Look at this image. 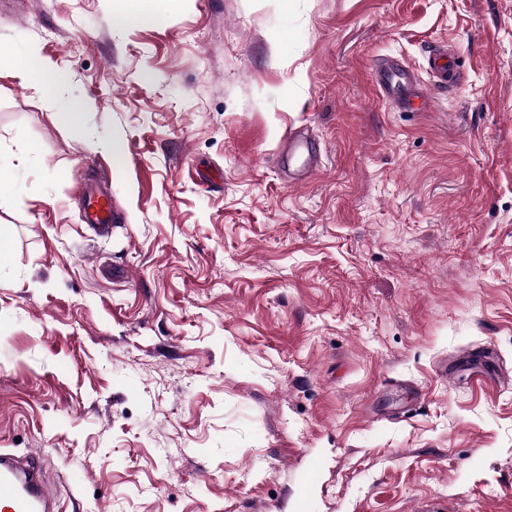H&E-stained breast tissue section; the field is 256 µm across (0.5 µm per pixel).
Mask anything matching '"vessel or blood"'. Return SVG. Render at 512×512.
Here are the masks:
<instances>
[{
	"label": "vessel or blood",
	"mask_w": 512,
	"mask_h": 512,
	"mask_svg": "<svg viewBox=\"0 0 512 512\" xmlns=\"http://www.w3.org/2000/svg\"><path fill=\"white\" fill-rule=\"evenodd\" d=\"M427 68L437 83L455 86L458 63L454 56L432 50ZM372 80L380 98L397 111L425 112L431 106V99L414 71L399 59H380L372 68ZM284 153L292 184L308 182L321 168L320 156L313 151L308 136L290 132ZM79 195L83 223L98 236L110 235L117 216L104 183L88 182ZM0 512H60L59 500L46 480L45 465L39 457L21 458L0 451Z\"/></svg>",
	"instance_id": "b4317fda"
}]
</instances>
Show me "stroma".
Masks as SVG:
<instances>
[{
    "label": "stroma",
    "instance_id": "obj_1",
    "mask_svg": "<svg viewBox=\"0 0 512 512\" xmlns=\"http://www.w3.org/2000/svg\"><path fill=\"white\" fill-rule=\"evenodd\" d=\"M438 45L457 89L379 99ZM32 48L66 79L0 68V449L62 512H512V0H0ZM11 69L16 79L38 90L40 98L46 106H54L55 100L49 91V86L63 82L66 79L63 73L50 72L45 69L33 51H29L23 60L13 59ZM372 80L380 98L393 109L427 112L431 99L412 69L396 58L380 59L372 68ZM283 152L288 156L289 182L294 185L308 182L321 168L320 155L312 150L309 136L290 132ZM106 180L91 181L84 184L79 192L82 200V221L98 236L105 237L112 233V224L117 216L112 211V198L106 186Z\"/></svg>",
    "mask_w": 512,
    "mask_h": 512
}]
</instances>
